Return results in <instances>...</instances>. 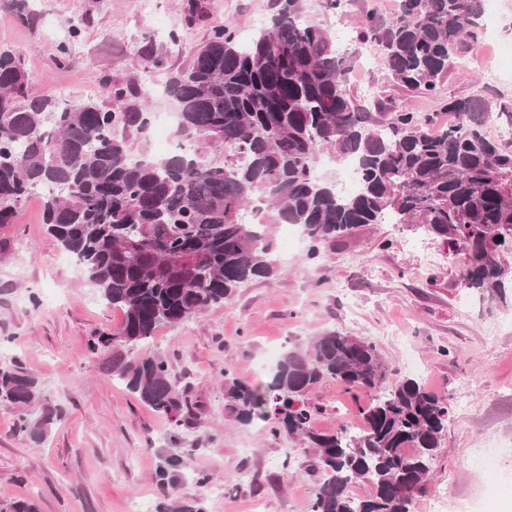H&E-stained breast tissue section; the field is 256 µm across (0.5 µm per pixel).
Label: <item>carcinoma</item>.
<instances>
[{
  "label": "carcinoma",
  "instance_id": "1",
  "mask_svg": "<svg viewBox=\"0 0 512 512\" xmlns=\"http://www.w3.org/2000/svg\"><path fill=\"white\" fill-rule=\"evenodd\" d=\"M483 13L484 0H399L389 19L362 13L356 38L382 47L394 83L434 96ZM301 14L302 0H278L267 28L246 44L232 20L213 29L163 86L176 136L194 148L161 158H133L130 135L150 115L128 104L134 87L101 79L106 103L34 96L22 55L0 50V224L12 223L37 188H57L43 204L49 234L123 315L116 331L94 334L90 352L135 346L231 301L247 282L271 279L275 224L300 226L307 263L367 224H408L464 253L465 288L507 303L512 151L483 134L486 103L448 100L443 109L457 122L438 131L415 112L380 106L374 116L348 87L335 37ZM205 146L224 148V161L209 160ZM323 154L360 161L356 191L315 175ZM112 371L152 410H181L166 356H120ZM326 379L356 400L370 396L355 430L313 428L318 407L304 398ZM224 392L245 427L265 418L274 393L276 425L265 433L314 449L321 479L310 512H412L450 414L421 380L397 376L375 343L336 330L285 351L264 387L224 371ZM0 404L33 443L62 416L36 376L2 359ZM355 484L367 493L353 496ZM0 512L38 509L18 498Z\"/></svg>",
  "mask_w": 512,
  "mask_h": 512
}]
</instances>
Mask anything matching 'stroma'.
Listing matches in <instances>:
<instances>
[{"mask_svg":"<svg viewBox=\"0 0 512 512\" xmlns=\"http://www.w3.org/2000/svg\"><path fill=\"white\" fill-rule=\"evenodd\" d=\"M34 24L0 10V47L22 54L30 89L64 94L76 105L103 99L101 77L134 85L153 114L169 112L165 81L186 68L213 26L232 19L239 33L263 28L276 0H197L200 11L185 23L187 0H30ZM307 22L350 38L344 53L349 88L364 100V84L397 108L431 117L439 129L455 120L444 100L472 98L512 104V57L478 37L465 50L472 77H450L430 98L402 90L380 64L381 52L354 40L356 13L392 17L399 0H354L349 15L327 11L323 0H303ZM79 34L69 38L72 23ZM70 41L73 62L56 65L57 47ZM43 201L30 196L13 223L0 225V337L16 361L42 383L64 410L46 439L32 443L13 429L14 413L0 405V502L32 500L39 512H146L165 505L182 512H309L320 475L312 450L295 437H272L274 417L239 425L224 408V373L265 385L268 348L326 330L378 342L388 363L411 373L453 409L433 459L428 500L476 493L488 476L475 465L480 449L498 445L500 471L512 474V333L496 322L512 317V304L494 307L462 288L460 255L441 240L399 224H370L323 247L305 263L302 251H276V277L239 288L218 305L180 326L162 327L148 344L90 353L100 330L112 331L122 314L103 302L80 266L67 262L42 219ZM165 354L176 376L182 408L161 415L140 402L112 371L116 355ZM418 366L407 369L406 354ZM318 411L313 426L332 431L359 424L358 408L333 380L308 395ZM251 455H242L243 447ZM180 466H172V459ZM167 482H160V473ZM211 477L200 485L198 473Z\"/></svg>","mask_w":512,"mask_h":512,"instance_id":"35a3bbf8","label":"stroma"}]
</instances>
